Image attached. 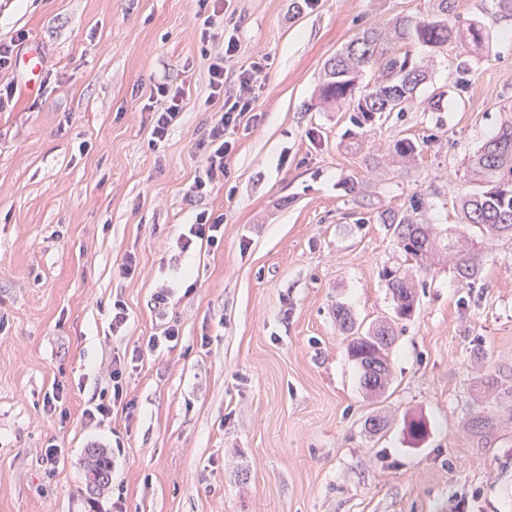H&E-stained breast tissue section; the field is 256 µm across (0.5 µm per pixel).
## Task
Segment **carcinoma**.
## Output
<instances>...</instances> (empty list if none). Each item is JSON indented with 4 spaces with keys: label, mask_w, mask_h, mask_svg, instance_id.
<instances>
[{
    "label": "carcinoma",
    "mask_w": 512,
    "mask_h": 512,
    "mask_svg": "<svg viewBox=\"0 0 512 512\" xmlns=\"http://www.w3.org/2000/svg\"><path fill=\"white\" fill-rule=\"evenodd\" d=\"M430 2L431 11L423 17L404 15L387 28L363 29L325 63L319 93L325 108L353 112L352 120L359 127L373 123L378 112H407L415 90L427 81L428 71L410 51L401 53L397 46L420 44L436 49L454 40L482 47L484 28L478 21L460 20L455 13L457 0ZM367 69L376 70L378 78L362 86L360 78ZM389 152L409 160L421 154L422 145L400 138L392 142ZM470 173L483 191L461 198V223L477 228L482 238L512 240V118L503 121L473 154ZM420 205L421 199L417 198L404 210H384L379 214L380 223L392 231L396 247L412 267L422 271L425 263L450 256L456 281L464 288L475 287L481 272V253L474 248L457 249L459 232L421 222ZM383 277L393 300L394 319H410L417 302L409 275L399 267H387ZM336 320L347 333L346 350L360 367L362 387L374 395L383 393L393 342L382 336L393 335L392 321L380 319L362 330L342 305L336 306ZM86 474L93 490L109 487L111 466L104 450L88 449Z\"/></svg>",
    "instance_id": "cac0c4a2"
}]
</instances>
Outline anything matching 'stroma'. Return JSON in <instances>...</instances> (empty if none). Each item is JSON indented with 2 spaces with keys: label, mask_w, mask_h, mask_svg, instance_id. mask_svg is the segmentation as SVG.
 Returning <instances> with one entry per match:
<instances>
[{
  "label": "stroma",
  "mask_w": 512,
  "mask_h": 512,
  "mask_svg": "<svg viewBox=\"0 0 512 512\" xmlns=\"http://www.w3.org/2000/svg\"><path fill=\"white\" fill-rule=\"evenodd\" d=\"M489 43L411 45L430 78L420 104L358 128L318 100L323 65L357 32L423 15L428 0H0V39L43 51L38 90L17 65L0 112V512H512V240L488 243L479 285L447 263L395 326L385 392L374 396L345 350L336 306L356 322L389 315L384 268L403 263L378 213L423 194L424 222L457 226L475 191L469 159L512 112V19L494 0H458ZM214 25L200 36L205 18ZM224 96L259 61L252 115L228 130L227 176L195 197L213 116L207 68ZM469 61L465 87L457 67ZM184 86L179 121L151 139L149 94ZM422 142L399 168L393 140ZM357 180L363 208L344 189ZM224 241L180 254L200 212ZM137 269L123 274L127 255ZM174 289L165 309L159 289ZM128 321L113 333L112 304ZM174 346L147 351L164 324ZM124 367L125 402L83 415ZM60 395L63 413L45 408ZM491 411L493 429L467 426ZM387 420L371 433L370 416ZM424 419V440L406 421ZM61 450L54 473L42 458ZM106 447L111 484L93 498L85 451ZM238 51V41L230 36L224 43V54L216 57L208 66V81L212 92L209 95L211 102L215 103L222 94L224 98V61L235 57Z\"/></svg>",
  "instance_id": "obj_1"
}]
</instances>
